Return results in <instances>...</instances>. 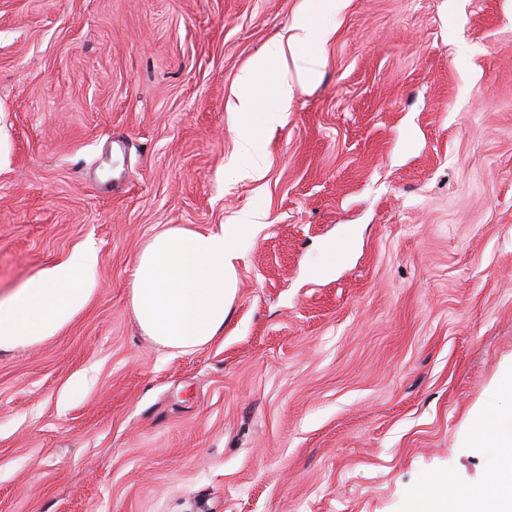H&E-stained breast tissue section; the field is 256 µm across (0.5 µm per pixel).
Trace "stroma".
<instances>
[{
    "mask_svg": "<svg viewBox=\"0 0 512 512\" xmlns=\"http://www.w3.org/2000/svg\"><path fill=\"white\" fill-rule=\"evenodd\" d=\"M307 16L319 75L239 77ZM294 92L281 108L276 85ZM258 133L260 174L231 164ZM249 224L223 333L155 344L152 235ZM96 291L0 351V512H413L512 373V0H0V300ZM284 58L280 43L272 44L267 52L257 57L252 65L246 69L239 78L242 92L238 95L237 104L233 106V112L239 114L249 113L255 100V89L258 85V76L269 72L274 59ZM97 265L96 250L86 247L0 301V351L36 344L67 325L92 298Z\"/></svg>",
    "mask_w": 512,
    "mask_h": 512,
    "instance_id": "1",
    "label": "stroma"
}]
</instances>
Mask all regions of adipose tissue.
<instances>
[{
    "mask_svg": "<svg viewBox=\"0 0 512 512\" xmlns=\"http://www.w3.org/2000/svg\"><path fill=\"white\" fill-rule=\"evenodd\" d=\"M282 56L281 45L272 44L241 74L235 112L251 111L259 76ZM250 231L247 224H222L155 235L137 255L132 273V307L143 332L181 351L219 336L236 287V245ZM97 265L96 250L86 247L0 301V351L36 344L67 325L92 298ZM500 422L497 414L479 416L472 432L473 447L499 450L489 483L464 499L446 478L433 479L418 494L415 512H512V432L502 431Z\"/></svg>",
    "mask_w": 512,
    "mask_h": 512,
    "instance_id": "ef3b65f1",
    "label": "adipose tissue"
}]
</instances>
